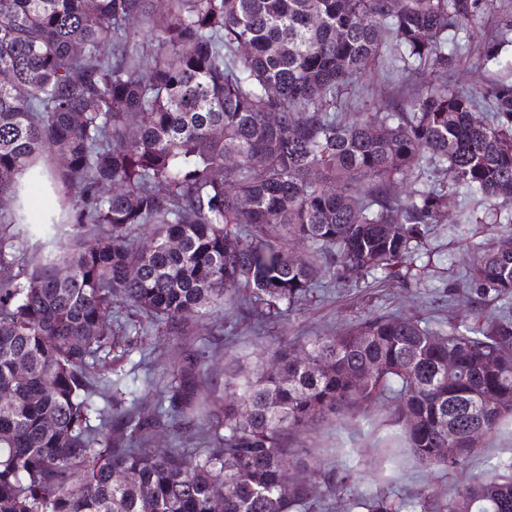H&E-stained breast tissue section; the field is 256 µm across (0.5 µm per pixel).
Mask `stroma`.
I'll use <instances>...</instances> for the list:
<instances>
[{"instance_id": "35a3bbf8", "label": "stroma", "mask_w": 512, "mask_h": 512, "mask_svg": "<svg viewBox=\"0 0 512 512\" xmlns=\"http://www.w3.org/2000/svg\"><path fill=\"white\" fill-rule=\"evenodd\" d=\"M462 50L458 65L448 73L449 83L472 91L497 80H512V0H490L488 9L468 31L457 37ZM496 43L499 57L489 61L484 46ZM470 204L462 196L449 197L441 223L432 225L418 260L423 267L421 284L397 280L387 273L352 275L346 285L322 279L312 301L301 305L290 317L268 322L258 328L233 309H225L199 321L196 343L214 349L210 361L213 397L223 393L224 366L234 362L246 373L261 368L268 345L297 343L303 337L330 334L374 315L397 314L434 327L471 325L504 307H512L511 298L483 297L464 287L461 276L472 259L470 243L490 238L496 225L461 224V212ZM149 358L132 352L116 366L126 386L143 407L154 404L156 377L180 358V349L167 339L153 340ZM295 447L313 449L315 455L335 470L353 468L359 477L346 490L325 497L322 512H357L354 502L364 495L382 491L405 500L424 497L442 498L456 478L437 469L417 468L406 457L401 444V428L381 405H371L342 426L318 423L315 430L301 434ZM512 458V425L503 427L485 441L469 461L468 472L489 475L500 460Z\"/></svg>"}]
</instances>
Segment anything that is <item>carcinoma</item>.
Returning a JSON list of instances; mask_svg holds the SVG:
<instances>
[{
    "label": "carcinoma",
    "mask_w": 512,
    "mask_h": 512,
    "mask_svg": "<svg viewBox=\"0 0 512 512\" xmlns=\"http://www.w3.org/2000/svg\"><path fill=\"white\" fill-rule=\"evenodd\" d=\"M486 7L0 0V197L17 200L25 175L60 197L30 220L23 202L0 213V512H317V489L357 471L303 459L288 439L373 402L392 410L414 465L462 477L420 512H512L511 459L466 471L472 429L492 438L512 422L509 314L464 329L377 315L274 344L255 377L226 367L219 399L204 394L208 350L190 343L189 317L233 307L257 326L277 320L324 274L411 275L450 191L486 212L512 198V83L448 86V33ZM386 52L389 75L431 77L347 119ZM471 248L464 286L511 297L512 217ZM144 336L181 348L153 412L122 407L118 375L112 413L91 427L87 367ZM159 427L204 445L158 451ZM293 466L311 477L294 480ZM355 507L407 503L384 492Z\"/></svg>",
    "instance_id": "1"
}]
</instances>
